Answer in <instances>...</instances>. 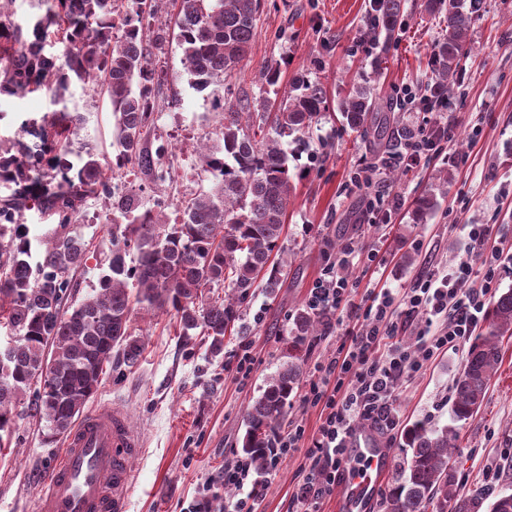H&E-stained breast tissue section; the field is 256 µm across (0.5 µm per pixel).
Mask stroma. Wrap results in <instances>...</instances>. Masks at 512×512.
I'll return each instance as SVG.
<instances>
[{"label":"stroma","mask_w":512,"mask_h":512,"mask_svg":"<svg viewBox=\"0 0 512 512\" xmlns=\"http://www.w3.org/2000/svg\"><path fill=\"white\" fill-rule=\"evenodd\" d=\"M367 3L267 0L247 62L226 82L235 90L258 88L264 64L284 58L288 65L281 71V90H288L300 74L320 79L327 92L326 110L301 143L286 147L296 191L282 239L288 268L281 287L271 296L254 289L241 302L240 328L226 336L217 357L208 353L203 339L184 344L172 316L135 312L132 327L143 336L146 350L134 367L113 364L91 401L95 407L122 406L143 441L141 455L131 462L136 478L129 512H187L202 485L239 455L248 404L285 361L296 315L305 309L321 269L350 239L363 240L385 258L380 265L356 260L347 266L359 298L383 288L404 294L418 275L453 265L471 250L466 231L470 224L491 225L499 247L512 248V0H483L457 91L437 112L422 111L419 100L429 93L427 62L441 33L438 21L422 14L420 0H405L398 36L374 42L363 35L369 23ZM159 59L170 103L159 112L152 138L171 151L172 176L161 180L117 173L111 181L118 188L128 181L139 183L142 200L172 208L209 192L212 177L201 167L196 149L213 142L224 114L214 108L210 90L194 86L176 41L165 43ZM353 80L372 83L385 99L395 98L399 88H412L418 101L400 111V125L456 127L443 156L389 184L391 196L402 199L405 207L393 224L376 229L365 192L348 188L356 165L374 160L361 137L343 125L338 111L339 93ZM66 104L84 118L72 136L70 161L88 151L111 157L114 123L108 100L77 87ZM50 108L43 93H0V136H13L23 119ZM447 154L453 163L444 162ZM443 166L452 177L438 207L424 223H408L407 206L434 188L432 174ZM69 230L89 247L86 265L73 275L77 287L72 299L77 302L97 286L111 256L112 220L103 201L88 199ZM242 344L250 345L255 358L254 371L244 381L228 368ZM466 353L463 346L441 352L399 388L394 402L399 429L372 434L386 448L390 464L368 512H386V496L407 454L401 429L418 420L453 427L452 464L462 488L487 485L512 493V337L502 340L501 359L481 410L456 423L450 411L451 386ZM64 444V437L50 434L39 419L18 422L12 446L0 460V512H32ZM302 459L295 454L266 474L257 512H289Z\"/></svg>","instance_id":"1"}]
</instances>
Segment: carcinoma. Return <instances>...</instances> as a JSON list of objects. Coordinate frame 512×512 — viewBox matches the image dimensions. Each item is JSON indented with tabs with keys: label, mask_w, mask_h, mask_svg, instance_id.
<instances>
[{
	"label": "carcinoma",
	"mask_w": 512,
	"mask_h": 512,
	"mask_svg": "<svg viewBox=\"0 0 512 512\" xmlns=\"http://www.w3.org/2000/svg\"><path fill=\"white\" fill-rule=\"evenodd\" d=\"M162 4L152 0L145 9L141 0H44V15L25 26L0 19L1 91H43L57 101L72 83L92 82L108 96L116 128L114 158L103 163L88 153L76 166L66 156L80 116L65 108L25 119L17 135L0 140V184L11 186L0 199V330L16 337L11 348L0 350V448L24 416L44 420L55 435L69 433L112 370L113 351L121 350L130 368L139 362L145 341L131 330L135 308L172 314L178 336L204 337L217 357L240 320V301L256 283L270 295L281 286L280 241L294 189L284 144L303 140L318 123L327 100L319 81L299 75L282 100L272 98L281 73L273 60L261 74L266 88L219 102L224 125L216 144L198 152L213 187L176 208L174 220L160 204L112 192L106 172L114 168L164 172L167 150L152 148L147 138L165 87L153 50L175 36L195 86L219 88L247 61L264 9V0H172L173 24L152 28ZM369 7L371 23L363 35L375 42L392 39L402 25L403 0H370ZM420 8L443 18L429 55L430 93L443 100L470 45L475 10L466 0H421ZM338 108L371 152L387 146L391 106L369 86L350 85ZM100 195L112 210V258L99 287L70 305L73 273L88 260V246L66 228L87 199ZM436 204L432 192L418 196L409 223H423ZM33 207L57 220L35 264L23 223ZM131 251L137 254L132 266L126 262ZM223 289L229 293L220 295ZM487 321L453 383L457 421L481 408L500 361V340L512 336V290L492 303ZM319 324V314L300 311L293 348ZM301 374L299 358L288 355L247 408L241 453L259 477L269 471L270 451ZM29 389L32 398L25 400ZM455 438L453 429L423 422L405 430L410 455L389 491L387 512H512V493L456 486L449 468Z\"/></svg>",
	"instance_id": "cac0c4a2"
}]
</instances>
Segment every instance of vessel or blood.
Listing matches in <instances>:
<instances>
[{"label":"vessel or blood","mask_w":512,"mask_h":512,"mask_svg":"<svg viewBox=\"0 0 512 512\" xmlns=\"http://www.w3.org/2000/svg\"><path fill=\"white\" fill-rule=\"evenodd\" d=\"M356 467L347 478L353 491L346 512H361L375 497L388 469V454L369 433L351 440ZM141 438L126 411L109 405L89 411L66 439L59 464L46 476L34 512H128L134 485L130 461L140 454Z\"/></svg>","instance_id":"vessel-or-blood-1"}]
</instances>
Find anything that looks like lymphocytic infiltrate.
<instances>
[{
  "mask_svg": "<svg viewBox=\"0 0 512 512\" xmlns=\"http://www.w3.org/2000/svg\"><path fill=\"white\" fill-rule=\"evenodd\" d=\"M450 138V133L437 128H419L403 142L397 159L409 168L419 166L439 154L442 142ZM467 235L480 254V265L460 259L446 271L432 270L420 276L402 297L385 288L368 305L354 300L344 275L345 258L360 250L372 262L377 250L362 249L353 239L343 246L342 258L324 267L308 305L323 314L345 313L348 322L341 331L347 348L327 361L314 363V379L303 390V402L321 406L325 412L309 448L300 450L305 430L292 424L270 458L275 469L296 452H303L301 479L293 497L302 512L331 496L344 479L354 421L361 419L381 430H394L399 417L393 397L405 379L419 373L439 351L456 348L479 330L505 260L501 250L487 246L490 225H469ZM416 313L424 314L425 319L416 336L418 348L413 351L399 333L405 319ZM250 472L251 463L244 457L225 465L210 478L190 512H210L213 498L227 485L242 488L243 494L228 504L226 512H255L258 492L245 487Z\"/></svg>",
  "mask_w": 512,
  "mask_h": 512,
  "instance_id": "lymphocytic-infiltrate-1",
  "label": "lymphocytic infiltrate"
}]
</instances>
